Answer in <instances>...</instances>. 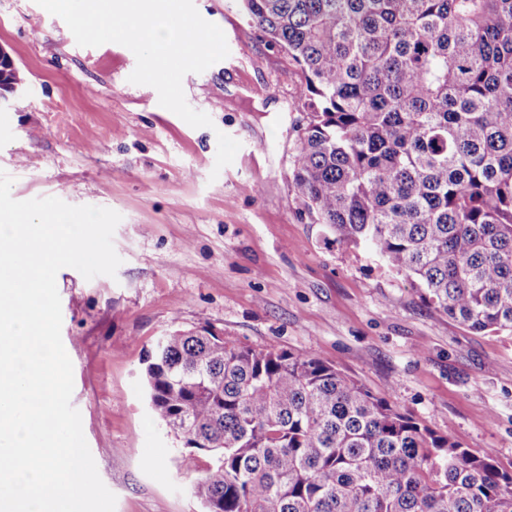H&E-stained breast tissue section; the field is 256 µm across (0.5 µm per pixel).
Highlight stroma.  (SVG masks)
Here are the masks:
<instances>
[{
  "label": "stroma",
  "mask_w": 512,
  "mask_h": 512,
  "mask_svg": "<svg viewBox=\"0 0 512 512\" xmlns=\"http://www.w3.org/2000/svg\"><path fill=\"white\" fill-rule=\"evenodd\" d=\"M229 55L187 74L194 128L130 83L127 47L79 46L36 0H0V48L21 89L0 101V170L19 201L61 195L117 211L115 277H56L71 404L115 512H203L200 467L154 417L145 353L176 329L209 326L254 348L336 363L462 447L512 463V336L475 333L423 302L376 252L337 241L288 190L301 73L240 11L194 0ZM236 139L215 170L217 135Z\"/></svg>",
  "instance_id": "35a3bbf8"
}]
</instances>
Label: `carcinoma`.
<instances>
[{"label":"carcinoma","mask_w":512,"mask_h":512,"mask_svg":"<svg viewBox=\"0 0 512 512\" xmlns=\"http://www.w3.org/2000/svg\"><path fill=\"white\" fill-rule=\"evenodd\" d=\"M300 69L289 190L422 299L512 335V0H241ZM155 417L211 453L204 512H512V465L335 364L176 330L144 368Z\"/></svg>","instance_id":"carcinoma-1"}]
</instances>
